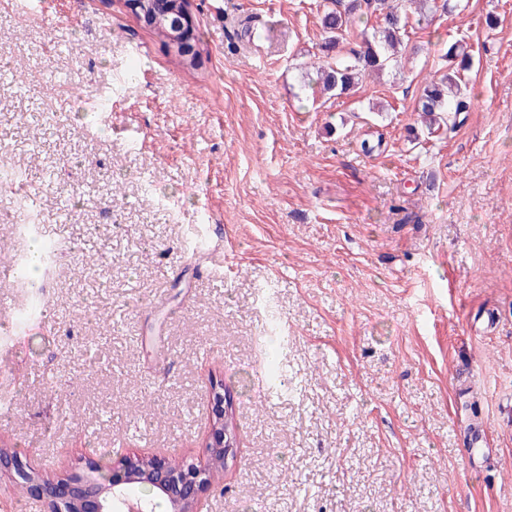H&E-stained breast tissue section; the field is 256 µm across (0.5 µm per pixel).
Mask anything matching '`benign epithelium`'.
Here are the masks:
<instances>
[{
  "label": "benign epithelium",
  "mask_w": 512,
  "mask_h": 512,
  "mask_svg": "<svg viewBox=\"0 0 512 512\" xmlns=\"http://www.w3.org/2000/svg\"><path fill=\"white\" fill-rule=\"evenodd\" d=\"M209 401L212 427L203 461L176 468L162 454H131L105 473L98 463L89 460L85 471L66 473L50 481L24 465L17 453L0 448V476L24 485L31 496L48 500L52 512H150L144 501L130 494L138 485L149 487L157 498L166 501L169 512H196L200 495L211 483V457L217 451L228 455L237 447L224 427L230 407L223 381H211Z\"/></svg>",
  "instance_id": "benign-epithelium-1"
}]
</instances>
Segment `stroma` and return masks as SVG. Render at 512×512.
Wrapping results in <instances>:
<instances>
[{"mask_svg":"<svg viewBox=\"0 0 512 512\" xmlns=\"http://www.w3.org/2000/svg\"><path fill=\"white\" fill-rule=\"evenodd\" d=\"M323 3L190 0V72L124 0H0L33 81L0 79V159L34 201L0 192V443L46 479L205 459L216 377L238 446L198 512H512V0H459L333 97L303 86ZM458 40L471 107L409 141ZM35 242L57 256L18 285ZM272 337L294 390L258 388Z\"/></svg>","mask_w":512,"mask_h":512,"instance_id":"obj_1","label":"stroma"}]
</instances>
